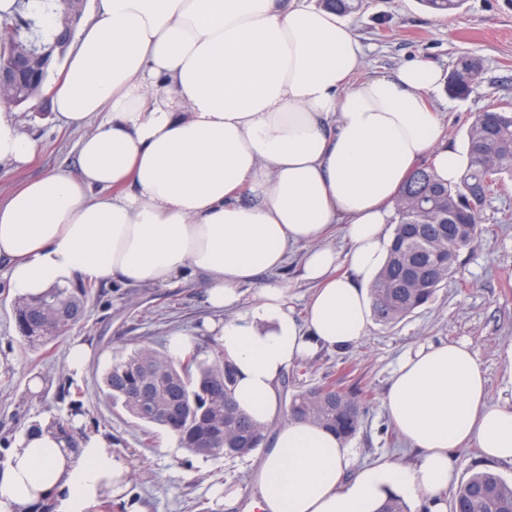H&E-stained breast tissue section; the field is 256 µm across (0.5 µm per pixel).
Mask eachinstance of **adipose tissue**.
<instances>
[{
  "instance_id": "1",
  "label": "adipose tissue",
  "mask_w": 512,
  "mask_h": 512,
  "mask_svg": "<svg viewBox=\"0 0 512 512\" xmlns=\"http://www.w3.org/2000/svg\"><path fill=\"white\" fill-rule=\"evenodd\" d=\"M348 24L307 0H100L51 89L57 120L96 121L78 171L27 180L0 202V270L29 298L78 282L200 285L207 325L234 371V400L279 427L255 477V512H378L389 499L448 512L452 453L475 445L512 465V401H491L464 342L430 344L399 364L387 415L414 464L356 466L347 440L283 419L281 379L298 359L345 349L372 324L370 285L391 243L395 199L424 155L456 181L467 149L440 140L425 99L440 71L411 60L357 79ZM38 150L0 109V164ZM342 225L346 256L327 245ZM306 246L315 284L297 320L278 281L241 288ZM129 465L97 434L43 419L0 464V512H88L126 490Z\"/></svg>"
}]
</instances>
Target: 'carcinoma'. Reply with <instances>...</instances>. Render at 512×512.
<instances>
[{"label":"carcinoma","mask_w":512,"mask_h":512,"mask_svg":"<svg viewBox=\"0 0 512 512\" xmlns=\"http://www.w3.org/2000/svg\"><path fill=\"white\" fill-rule=\"evenodd\" d=\"M439 14L459 9L464 0H421ZM50 0H17L13 14H29L40 22ZM480 58L461 56L448 75V91L464 96L479 84ZM469 166L455 184L439 180L431 165L415 169L395 200V228L385 266L372 285L376 321L398 322L424 306L448 283L461 251L473 247L484 221L485 204L495 185L512 181V111L498 104L479 113L469 127ZM94 285L76 291L58 289L72 307L85 310ZM49 295L20 298L14 316L24 335L42 345L57 338L58 325L41 317ZM147 390L156 409L183 408L184 414L169 423H157L174 436L178 445L201 456L243 458L267 439L268 428L240 412L232 396V376L222 354L201 359L191 352L175 359L143 344L112 363L102 377L101 391L114 405L135 415L137 396ZM360 393L323 383L294 395L288 416L330 429L346 439L361 421ZM452 512H512V482L498 473H473L452 496Z\"/></svg>","instance_id":"cac0c4a2"}]
</instances>
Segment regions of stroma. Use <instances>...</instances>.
<instances>
[{"label":"stroma","mask_w":512,"mask_h":512,"mask_svg":"<svg viewBox=\"0 0 512 512\" xmlns=\"http://www.w3.org/2000/svg\"><path fill=\"white\" fill-rule=\"evenodd\" d=\"M345 20L364 48V77L391 74L415 59L446 75L461 55L481 59L482 79L468 96H453L444 85L425 95L439 115L446 144H465L475 115L487 106L512 104V0H466L451 16L433 14L419 0H362ZM14 118L39 149L21 169L0 164L1 202L24 180L77 169L82 132L62 126L48 98L17 109ZM484 217L477 243L460 254L453 277L432 301L398 323H373L354 346L323 351L285 372L289 396L330 380L368 392L360 427L350 440L358 463L413 461L414 450L403 438H392L393 424L382 401L399 358L419 345L466 342L485 372L490 399L512 397V181L491 192ZM304 252L297 247L274 274L288 286L290 304L300 318L314 291L301 276ZM14 302L0 274V461L12 439L32 422L78 416L83 432L105 437L113 453L130 464L126 498L101 497L89 512H246L255 495L262 451L236 459L192 454L171 435L112 405L99 389L114 359L143 342L166 344L175 333L192 336L194 350L213 357L218 345L200 331L210 311L196 283L165 288L98 284L83 319L44 346L21 337ZM78 338L91 354L84 371L76 374L68 370L67 356L71 341ZM32 375L43 382L36 395L26 386ZM217 484L236 492V507L216 504L211 489Z\"/></svg>","instance_id":"1"}]
</instances>
